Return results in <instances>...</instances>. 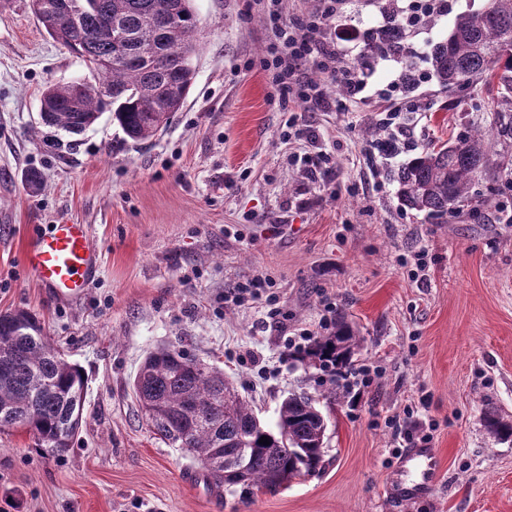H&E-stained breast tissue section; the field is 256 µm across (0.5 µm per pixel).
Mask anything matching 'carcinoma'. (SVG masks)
Segmentation results:
<instances>
[{"instance_id": "cac0c4a2", "label": "carcinoma", "mask_w": 512, "mask_h": 512, "mask_svg": "<svg viewBox=\"0 0 512 512\" xmlns=\"http://www.w3.org/2000/svg\"><path fill=\"white\" fill-rule=\"evenodd\" d=\"M32 0L47 34L89 64L92 79L47 86L40 117L50 128L79 135L104 112L139 143L157 135L160 118L183 106L196 77L193 55L199 19L192 0ZM112 23L123 38L99 35ZM394 27L367 41L356 65L367 66L397 47ZM430 60L437 81L448 88L479 84L497 89L494 111L509 113L490 130L474 128L453 142L428 147L397 172L402 204L437 224L448 223L457 204L474 199V185L491 165L488 144L512 141V0H486L482 12L457 18L448 39L436 43ZM356 339L340 317L335 332L312 341L305 358L322 368L349 367ZM87 378L80 365L45 335L38 317L17 309L0 313V431L24 426L36 446L59 454L71 447L83 425ZM142 416L167 445L201 465L208 483L225 484L224 461L248 449L237 484L275 490L315 473L322 462L327 420L320 398L292 393L279 409L277 430L266 428L224 374L181 350L150 352L133 378ZM501 441H512V423L484 419ZM269 444L259 443L261 437Z\"/></svg>"}]
</instances>
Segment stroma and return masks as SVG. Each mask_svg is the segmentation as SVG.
I'll return each mask as SVG.
<instances>
[{
	"label": "stroma",
	"instance_id": "stroma-1",
	"mask_svg": "<svg viewBox=\"0 0 512 512\" xmlns=\"http://www.w3.org/2000/svg\"><path fill=\"white\" fill-rule=\"evenodd\" d=\"M447 15L406 30L427 53L457 16L485 0H450ZM196 78L183 108L150 141L125 142L110 113L78 138L40 119L49 84L87 77L53 40L31 0H0V313L26 309L88 376L82 430L54 455L24 433L0 432V512H512V442L484 426L512 421V224L495 223L490 197L512 204L503 167L512 143L494 145L496 168L480 198L437 224L401 205L394 173L409 152L366 161L365 130L389 100L400 64L375 59L355 111L318 110L305 121L333 151L327 185L293 164L286 117L261 60L272 41L260 0H193ZM377 10L359 0L337 18L350 66ZM492 91L415 88L416 148L495 126ZM45 188L33 192L30 172ZM62 220L89 225L100 267L77 300L59 302L24 260L31 234ZM426 252V279L399 255ZM269 281L288 313L284 328L258 305L226 298L236 282ZM352 326L354 366L369 381L354 401L321 403L328 419L322 466L275 491L206 484L180 451L156 438L131 390L145 356L166 345L220 369L261 423L275 427L288 392L334 388L320 369L284 351L285 336H315L324 304ZM429 434L440 478L410 499L394 486L409 421Z\"/></svg>",
	"mask_w": 512,
	"mask_h": 512
}]
</instances>
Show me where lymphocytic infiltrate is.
<instances>
[{"label": "lymphocytic infiltrate", "instance_id": "obj_1", "mask_svg": "<svg viewBox=\"0 0 512 512\" xmlns=\"http://www.w3.org/2000/svg\"><path fill=\"white\" fill-rule=\"evenodd\" d=\"M309 12L284 18L281 0H265L263 11L273 41L262 60L271 73V83L287 94L290 106L282 126L281 137L309 143L301 161L307 172L317 181H329L332 174V156L315 146V137L305 124L304 113L330 105L320 83L309 79L305 64H313L326 78L342 85L345 96L333 104L337 111H351L364 85L348 67L341 65L336 53L337 35L330 28L336 16L345 13L351 0H315ZM448 12V0H384L380 15L384 22L401 27H413L434 15Z\"/></svg>", "mask_w": 512, "mask_h": 512}]
</instances>
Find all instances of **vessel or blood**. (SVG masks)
I'll use <instances>...</instances> for the list:
<instances>
[{
    "label": "vessel or blood",
    "mask_w": 512,
    "mask_h": 512,
    "mask_svg": "<svg viewBox=\"0 0 512 512\" xmlns=\"http://www.w3.org/2000/svg\"><path fill=\"white\" fill-rule=\"evenodd\" d=\"M27 264L50 294L66 301L77 299L88 288L97 267L88 225L55 224L45 234L34 236L28 248ZM405 465L416 477L399 483L397 490L402 497H412L436 482L433 449H410Z\"/></svg>",
    "instance_id": "1"
}]
</instances>
